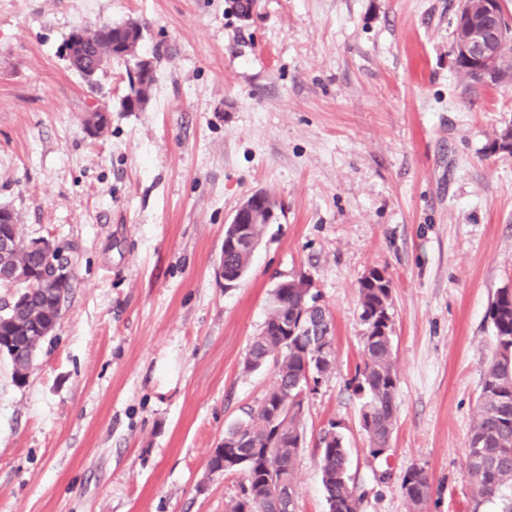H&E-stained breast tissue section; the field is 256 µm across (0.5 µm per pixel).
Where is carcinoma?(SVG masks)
<instances>
[{"instance_id": "obj_1", "label": "carcinoma", "mask_w": 512, "mask_h": 512, "mask_svg": "<svg viewBox=\"0 0 512 512\" xmlns=\"http://www.w3.org/2000/svg\"><path fill=\"white\" fill-rule=\"evenodd\" d=\"M86 56L70 66L81 73L114 57H137L142 26L129 24L87 27ZM130 94L124 100L131 112L141 111L150 100L156 76L128 75ZM7 229L15 239L11 263L34 274L32 287L14 280L0 269V287L24 289L30 299L24 303L0 305V353L7 356L14 379L29 375L39 344L55 329L70 282H51L42 287L41 279L60 261L48 260L41 253L25 249L16 215L0 208V230ZM252 251L243 248L224 252V270L248 272ZM361 320L365 325L361 361L352 380L353 391L363 399L360 424L369 438L370 453L377 457L390 449L394 430V394L398 376L394 365L391 281L382 274L372 280H359ZM308 304L303 292L280 288L270 297V313L261 332L245 355V371L273 365L275 382L260 406L229 428L224 439L238 444L245 461L238 471L242 494L227 505V512H296L295 464L303 445L302 419L306 374L313 382L331 372L334 362L314 360L313 352L322 341L334 337V324L321 307L305 315ZM488 315L494 328L496 349L483 370L476 414L468 437L465 477L478 501L500 503L499 512H512V290H501L491 302ZM317 449L321 482L329 512H359L350 475V455L343 436L324 434ZM424 469L414 467L402 479V489L415 507L429 493Z\"/></svg>"}]
</instances>
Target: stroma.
<instances>
[{
	"instance_id": "stroma-1",
	"label": "stroma",
	"mask_w": 512,
	"mask_h": 512,
	"mask_svg": "<svg viewBox=\"0 0 512 512\" xmlns=\"http://www.w3.org/2000/svg\"><path fill=\"white\" fill-rule=\"evenodd\" d=\"M461 0H0V206L73 269L27 379L0 354V512H226L224 432L274 382L244 371L277 282L310 275L336 362L307 394L296 512H327L315 448L350 452L360 512H496L465 478L487 316L512 289V86L463 79ZM139 21L157 80L129 112L116 58L67 60L75 27ZM137 57V58H138ZM107 111L108 129L87 122ZM278 204L244 279L218 275L224 226L252 193ZM392 282L396 421L373 458L352 379L358 282ZM421 467L430 493L402 489ZM429 479L423 468L413 467L407 470L402 479V489L408 501L418 507L427 498L429 493Z\"/></svg>"
}]
</instances>
